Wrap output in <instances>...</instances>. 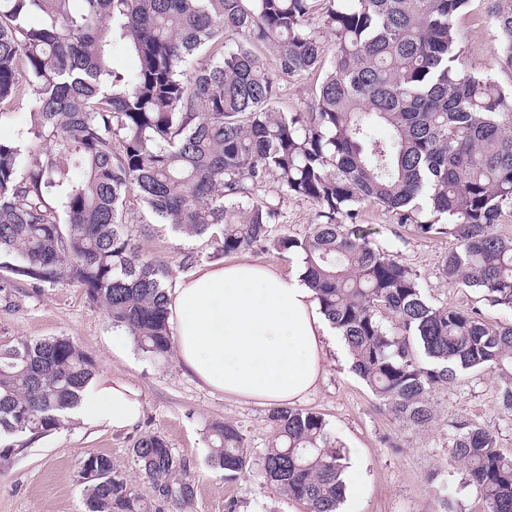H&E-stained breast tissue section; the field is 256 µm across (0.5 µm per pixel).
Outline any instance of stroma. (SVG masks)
Instances as JSON below:
<instances>
[{
  "label": "stroma",
  "mask_w": 512,
  "mask_h": 512,
  "mask_svg": "<svg viewBox=\"0 0 512 512\" xmlns=\"http://www.w3.org/2000/svg\"><path fill=\"white\" fill-rule=\"evenodd\" d=\"M457 28L469 63L480 71L491 68L497 32L482 10L460 18ZM127 216L135 243L144 257L165 270L169 288L197 269L225 261L207 238L174 233L136 198H128ZM364 221L373 225L377 244L399 253L420 272L432 303L475 307L490 322L505 321V314L490 307L477 290L452 285L437 274L448 238L421 237L377 209L367 210ZM188 257L193 260L189 266L184 263ZM52 336L71 338L99 371L139 392L141 414L121 430L75 420L28 442L0 437V448L18 450L10 466L0 467V512H85L80 467L90 453L110 457L114 473L133 495L150 503L151 512H177L156 495L133 461L132 445L145 433L162 436L188 466L195 496L184 512H306L303 504L275 492L259 467L273 438L267 406L213 391L177 357L147 356L84 289L65 282L35 288L0 269V347ZM430 401L433 420L428 427L403 424L353 373L343 340L331 335L323 377L298 406L322 414L344 449L342 512H448L445 486L464 474L463 465L452 459L450 438L457 426L492 430L501 448L512 453V413L503 410L492 374L476 372L452 381L432 392ZM215 421L234 425L246 439L252 465L232 479L207 462L208 426Z\"/></svg>",
  "instance_id": "obj_1"
}]
</instances>
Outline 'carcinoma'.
Instances as JSON below:
<instances>
[{
    "instance_id": "obj_1",
    "label": "carcinoma",
    "mask_w": 512,
    "mask_h": 512,
    "mask_svg": "<svg viewBox=\"0 0 512 512\" xmlns=\"http://www.w3.org/2000/svg\"><path fill=\"white\" fill-rule=\"evenodd\" d=\"M475 1L498 32L506 83L464 60L456 22ZM117 42L137 58L129 75L113 67ZM266 50L281 74L317 76L311 111L276 106ZM21 70L28 141L0 140L1 267L85 289L140 351L169 357L164 272L126 232L133 191L225 256H300L353 369L403 423L428 426L431 392L478 371L496 376L512 413V322L431 304L418 271L362 219L371 205L448 237L438 274L512 312V0H84L79 13L71 0H0V107L23 96ZM269 184L279 200L313 202L321 221L274 232L277 205L256 198ZM97 373L65 336L0 348V434L65 427ZM268 419L272 489L337 512L345 454L325 418L280 407ZM208 435L213 468L247 470L237 428L216 422ZM132 455L160 498L192 502L186 464L162 437L141 436ZM452 457L465 477L448 494L472 487L483 512H512V454L492 431L463 426ZM80 477L87 512H150L109 457H85Z\"/></svg>"
}]
</instances>
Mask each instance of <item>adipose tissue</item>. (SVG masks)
<instances>
[{"label": "adipose tissue", "mask_w": 512, "mask_h": 512, "mask_svg": "<svg viewBox=\"0 0 512 512\" xmlns=\"http://www.w3.org/2000/svg\"><path fill=\"white\" fill-rule=\"evenodd\" d=\"M172 311L180 364L214 391L277 405L303 399L323 374L329 322L300 277L259 263L206 266L179 282ZM140 407L136 391L101 373L73 414L120 430Z\"/></svg>", "instance_id": "adipose-tissue-1"}]
</instances>
